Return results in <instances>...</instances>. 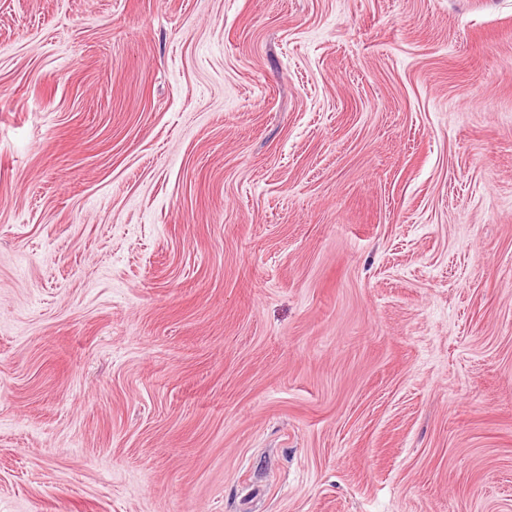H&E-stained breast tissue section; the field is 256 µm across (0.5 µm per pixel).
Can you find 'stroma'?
I'll return each instance as SVG.
<instances>
[{"label": "stroma", "instance_id": "stroma-1", "mask_svg": "<svg viewBox=\"0 0 512 512\" xmlns=\"http://www.w3.org/2000/svg\"><path fill=\"white\" fill-rule=\"evenodd\" d=\"M0 512H512V0H0Z\"/></svg>", "mask_w": 512, "mask_h": 512}]
</instances>
